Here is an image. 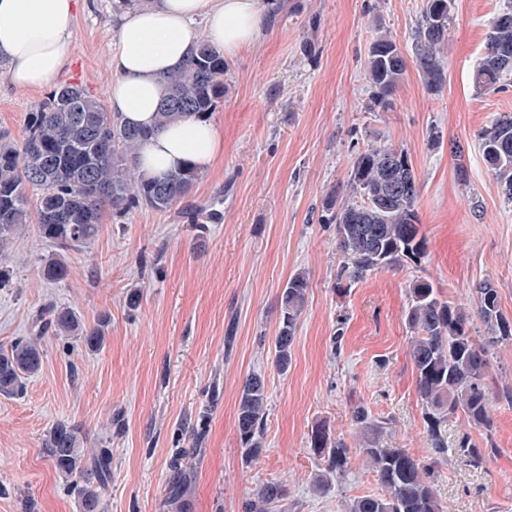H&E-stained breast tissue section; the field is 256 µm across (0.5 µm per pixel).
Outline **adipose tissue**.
<instances>
[{
  "label": "adipose tissue",
  "mask_w": 512,
  "mask_h": 512,
  "mask_svg": "<svg viewBox=\"0 0 512 512\" xmlns=\"http://www.w3.org/2000/svg\"><path fill=\"white\" fill-rule=\"evenodd\" d=\"M78 5L79 0H0V59L11 85L39 90L65 70ZM264 18L262 0H134L122 6L112 16L117 44L110 59V111L129 124L153 126L164 94L161 78L195 42V20H203L208 39L232 56L255 41ZM223 149L222 126L190 116L145 141L139 163L159 177L189 162L209 167Z\"/></svg>",
  "instance_id": "ef3b65f1"
}]
</instances>
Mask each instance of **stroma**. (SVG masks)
<instances>
[{
  "label": "stroma",
  "instance_id": "35a3bbf8",
  "mask_svg": "<svg viewBox=\"0 0 512 512\" xmlns=\"http://www.w3.org/2000/svg\"><path fill=\"white\" fill-rule=\"evenodd\" d=\"M508 1L454 0L445 88L429 92L410 67L393 110L370 112L364 64L373 24L410 49L423 0H279L275 23L227 62L228 91L214 114L224 150L193 189L197 203L220 200L222 223L199 229L174 209L104 215L91 245L63 254L70 274L58 283L40 274L53 250L28 232L15 238L0 261L13 275L12 287L0 290V344L32 335L36 311L50 305L73 307L88 325L106 314L110 324L104 348L93 353L43 337L39 374L21 395L0 396V512H79L42 450L61 420L82 424L88 449L112 451L106 512H242L270 481L286 491L271 512H342L380 491L358 453L364 442L351 416L358 404L387 421L380 447L434 464L442 512H512V402L502 395L512 389V344L494 354L491 429L461 417L442 428L449 447L465 435L489 447L484 464L438 463L406 321L417 279L470 314L475 287L492 281L512 317V202L479 150L482 130L512 113V78L490 92L470 80L489 21ZM116 7L87 0L71 24L72 64L59 77L102 100L112 84ZM47 96L0 76V134L22 141L29 112ZM380 143L411 158L427 255L341 288L336 227L323 220L321 202L345 189L356 154ZM298 271L309 288L283 374L274 365L279 296ZM135 288L143 299L132 311L125 299ZM254 374L265 379L268 403L262 451L250 462L236 417L243 382ZM319 423L352 450L347 472L322 493L313 484L326 464L308 445ZM178 465L188 488L175 507Z\"/></svg>",
  "mask_w": 512,
  "mask_h": 512
}]
</instances>
